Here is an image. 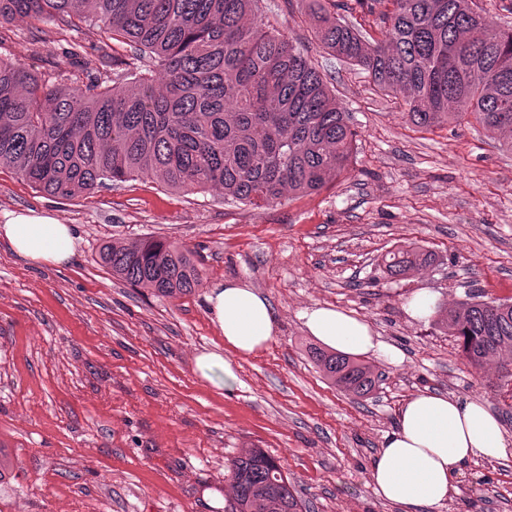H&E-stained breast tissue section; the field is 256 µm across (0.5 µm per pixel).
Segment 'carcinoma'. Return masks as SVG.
<instances>
[{
	"label": "carcinoma",
	"instance_id": "carcinoma-1",
	"mask_svg": "<svg viewBox=\"0 0 512 512\" xmlns=\"http://www.w3.org/2000/svg\"><path fill=\"white\" fill-rule=\"evenodd\" d=\"M385 31L336 17V0H311L320 44L403 99L414 125L467 113L512 132V28L492 36L476 0H355ZM102 25L130 46L112 57V85L50 86L18 60L0 58V168L68 199L111 181L159 178L168 188L224 190L263 208L285 192L320 190L347 169L356 132L333 90L290 39L265 26L260 0H0V28L28 18L66 34L73 18ZM159 72L160 81L151 73ZM102 262L134 287L189 293L200 274L189 255L148 238L105 245ZM434 261L411 244L389 252L393 277ZM441 324L476 369L512 379V302L471 300ZM313 364L343 392L369 396L378 376L339 353L311 347ZM231 512H300L281 466L261 448L230 464Z\"/></svg>",
	"mask_w": 512,
	"mask_h": 512
}]
</instances>
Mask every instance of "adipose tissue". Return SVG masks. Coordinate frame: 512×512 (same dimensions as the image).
Listing matches in <instances>:
<instances>
[{
	"label": "adipose tissue",
	"instance_id": "1",
	"mask_svg": "<svg viewBox=\"0 0 512 512\" xmlns=\"http://www.w3.org/2000/svg\"><path fill=\"white\" fill-rule=\"evenodd\" d=\"M0 240L36 264L64 266L75 253L72 226L32 210L10 213L0 225ZM207 301L225 347L234 354H255L272 340L277 328L273 309L249 281L218 283ZM300 318L309 336L328 350L353 357L371 354L392 364L403 360L369 323L334 306H313ZM511 454L502 424L485 401L419 392L403 402L395 430L374 457L373 491L405 512H417L451 500L458 476L474 459L497 461Z\"/></svg>",
	"mask_w": 512,
	"mask_h": 512
}]
</instances>
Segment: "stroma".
I'll list each match as a JSON object with an SVG mask.
<instances>
[{"label": "stroma", "mask_w": 512, "mask_h": 512, "mask_svg": "<svg viewBox=\"0 0 512 512\" xmlns=\"http://www.w3.org/2000/svg\"><path fill=\"white\" fill-rule=\"evenodd\" d=\"M267 25L293 39L336 89L358 133L348 171L318 192L255 209L221 191L187 193L158 179L106 183L70 199L0 169V216L33 209L72 225L68 265L30 263L0 243V512H228L229 465L248 448L275 457L307 512H401L371 489L370 465L401 403L428 390L485 400L512 443V390L475 370L435 318L405 300L432 289L453 305L476 294L512 300V134L473 116L418 130L401 100L316 41L307 0H262ZM25 19L0 30V57L69 84L70 42L98 44L97 26L34 48ZM161 239L189 251L200 284L174 298L113 276L99 250ZM433 265L401 277L384 258L404 244ZM251 282L277 320L259 353L233 357L231 386L200 376L195 358L224 354L207 294ZM332 305L368 322L404 359L366 361L380 374L365 398L313 365L299 314ZM457 496L422 512H512V456L476 460Z\"/></svg>", "instance_id": "35a3bbf8"}]
</instances>
